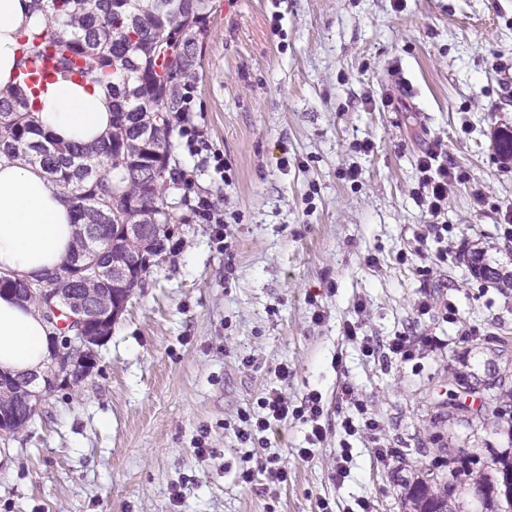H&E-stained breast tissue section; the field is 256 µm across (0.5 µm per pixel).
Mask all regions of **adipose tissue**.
<instances>
[{
    "label": "adipose tissue",
    "instance_id": "1",
    "mask_svg": "<svg viewBox=\"0 0 512 512\" xmlns=\"http://www.w3.org/2000/svg\"><path fill=\"white\" fill-rule=\"evenodd\" d=\"M46 24L32 0H0V91L14 88L22 65L17 35L40 33ZM34 117L56 141L96 145L112 129V98L100 84L60 80L42 94ZM76 232L71 203L42 166L0 158V275L25 281L52 275ZM49 336L36 305L0 295V371L19 376L42 368Z\"/></svg>",
    "mask_w": 512,
    "mask_h": 512
}]
</instances>
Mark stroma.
<instances>
[{"mask_svg": "<svg viewBox=\"0 0 512 512\" xmlns=\"http://www.w3.org/2000/svg\"><path fill=\"white\" fill-rule=\"evenodd\" d=\"M193 84L205 142L171 137L170 169L195 179L169 191L165 253L91 375L56 389L0 456V512H320L324 499L353 512L361 498L402 512L417 476L447 473L450 447L493 475L512 452V402L486 427L449 416L442 394L452 372L512 374V288L468 267L482 248L512 274V160L496 148L512 132V0H216ZM436 142L467 178L434 218L417 159ZM202 196L226 234L196 215ZM349 321L360 338L344 336ZM400 334L442 344L403 362L388 350ZM272 388L296 404L321 393L323 443L292 418L240 444L242 415ZM348 416L377 419L394 456L346 436ZM272 459L287 482L270 479Z\"/></svg>", "mask_w": 512, "mask_h": 512, "instance_id": "obj_1", "label": "stroma"}]
</instances>
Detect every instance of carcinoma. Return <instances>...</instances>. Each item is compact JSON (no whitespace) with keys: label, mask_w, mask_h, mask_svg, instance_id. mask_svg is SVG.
I'll use <instances>...</instances> for the list:
<instances>
[{"label":"carcinoma","mask_w":512,"mask_h":512,"mask_svg":"<svg viewBox=\"0 0 512 512\" xmlns=\"http://www.w3.org/2000/svg\"><path fill=\"white\" fill-rule=\"evenodd\" d=\"M47 29L19 37V52L29 65L43 45L54 50L55 76L75 79L76 61L84 62L82 80L112 92V132L93 146L50 139L33 121L42 86L20 81L0 92V156L40 164L62 188L81 224H110L112 253L101 262L120 261L139 250L122 236V224L155 225L157 244L165 248L171 213L165 196L170 151V115L178 110L182 84L195 78L201 25L213 0H48ZM162 117H157V114ZM474 274L497 284L503 279L482 251L474 253ZM40 303L27 282L0 277V289ZM498 389L477 410L495 425L499 404L512 399V385L500 377ZM497 477L472 478L469 491L481 512H512V455L494 461ZM409 512H468L453 480L432 477L410 484L403 497Z\"/></svg>","instance_id":"obj_1"}]
</instances>
